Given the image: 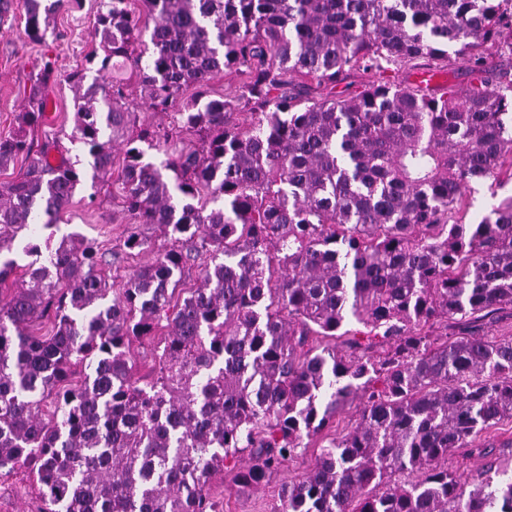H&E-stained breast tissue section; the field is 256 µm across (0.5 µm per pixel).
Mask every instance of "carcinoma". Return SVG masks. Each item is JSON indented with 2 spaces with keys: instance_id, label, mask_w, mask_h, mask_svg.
<instances>
[{
  "instance_id": "cac0c4a2",
  "label": "carcinoma",
  "mask_w": 512,
  "mask_h": 512,
  "mask_svg": "<svg viewBox=\"0 0 512 512\" xmlns=\"http://www.w3.org/2000/svg\"><path fill=\"white\" fill-rule=\"evenodd\" d=\"M78 4L23 0L25 34L45 41ZM505 4L100 0L98 47L66 76L70 139L91 188L113 187L133 219L125 248L153 255L115 295L96 239L30 234L57 224L85 180L60 139L34 142L55 77L45 60L0 136V170L27 162L0 182V470L34 471L41 512H218L215 474L260 485L354 400V424L283 488L278 512H512L509 468L448 469L458 448L512 450L480 439L512 421V337L479 334L512 310V197L477 224L456 218L472 181L512 170V83L435 97L383 77L385 62L451 48L476 72L485 51L512 56ZM355 67L374 79L350 99L288 94ZM223 71L238 90L212 98ZM136 92L173 124L139 123ZM21 241L33 260L17 285ZM44 319L50 337L31 332ZM353 321L366 328L353 351L308 346ZM450 321L456 336L437 330ZM159 329V369L143 382L132 347Z\"/></svg>"
}]
</instances>
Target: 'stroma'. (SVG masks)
<instances>
[{
  "label": "stroma",
  "mask_w": 512,
  "mask_h": 512,
  "mask_svg": "<svg viewBox=\"0 0 512 512\" xmlns=\"http://www.w3.org/2000/svg\"><path fill=\"white\" fill-rule=\"evenodd\" d=\"M97 10L98 0H82L80 8L61 11L55 17L56 37L40 44L25 35L21 17L23 6L20 0H15L14 19L0 25V134L14 129L16 116L23 110L25 98L46 56L55 60L62 79L45 90V119L36 130L35 139L41 142L59 132H71L75 106L65 76L80 67L98 40L94 26ZM509 196H512V181L495 186L486 181L471 183L462 199L459 215L465 223H478L495 200ZM127 226V218L113 205L107 192L95 194L86 186L75 194L57 231L65 234L76 230L97 239L103 250L111 252L112 279L120 284L131 270L151 259L150 254L124 247ZM317 453V445H310L287 468L245 491L237 489L230 475H215L209 482V491L221 512H272L279 503L282 485L301 479L314 464ZM39 505L36 484L28 468L21 466L9 473L0 472V512H37Z\"/></svg>",
  "instance_id": "stroma-1"
}]
</instances>
